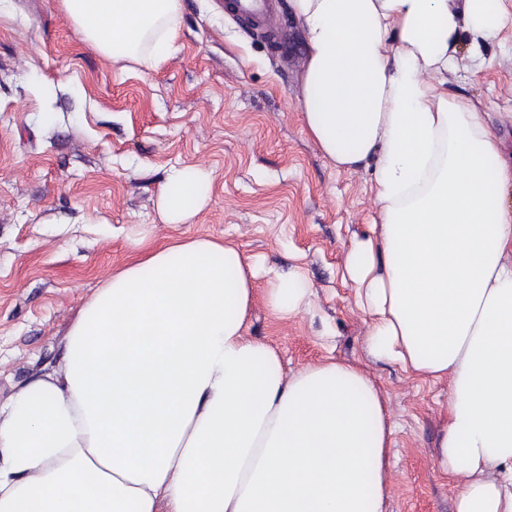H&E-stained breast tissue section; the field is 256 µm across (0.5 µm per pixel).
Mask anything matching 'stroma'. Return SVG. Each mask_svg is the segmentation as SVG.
Segmentation results:
<instances>
[{
  "instance_id": "stroma-1",
  "label": "stroma",
  "mask_w": 512,
  "mask_h": 512,
  "mask_svg": "<svg viewBox=\"0 0 512 512\" xmlns=\"http://www.w3.org/2000/svg\"><path fill=\"white\" fill-rule=\"evenodd\" d=\"M182 4L174 51L151 68L91 47L62 0H8L0 12V403L61 371L81 312L133 259L131 229L156 245L226 243L309 281V306L286 318L268 307L265 278L254 282L247 334L287 376L339 361L379 390L391 429L386 512H455L458 483L437 468L450 380L371 347L347 256L379 221L375 172L336 169L308 134L306 41L288 0L277 2L276 33L221 0ZM483 52L477 74L461 57L448 93L487 113L512 162V29ZM190 166L211 173L208 204L191 223H161L167 171Z\"/></svg>"
}]
</instances>
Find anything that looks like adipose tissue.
<instances>
[{
    "label": "adipose tissue",
    "mask_w": 512,
    "mask_h": 512,
    "mask_svg": "<svg viewBox=\"0 0 512 512\" xmlns=\"http://www.w3.org/2000/svg\"><path fill=\"white\" fill-rule=\"evenodd\" d=\"M288 4L309 135L337 167L376 166L382 232L347 260L372 344L451 377L438 466L467 477L456 512H512V166L485 113L444 90L461 46L481 65L512 28V0ZM63 5L105 56L173 51L182 0ZM210 192L205 169H170L160 221L190 223ZM128 244L139 257L74 323L62 376L0 404V512H385L390 427L369 378L338 361L286 378L246 335L256 274L236 248ZM264 276L270 309L295 314L305 275Z\"/></svg>",
    "instance_id": "obj_1"
}]
</instances>
